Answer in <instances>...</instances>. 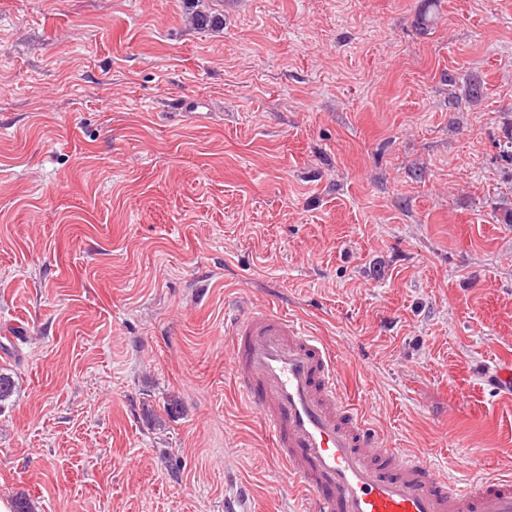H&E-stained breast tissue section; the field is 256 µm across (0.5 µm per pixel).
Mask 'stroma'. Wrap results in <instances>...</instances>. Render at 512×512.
<instances>
[{"mask_svg": "<svg viewBox=\"0 0 512 512\" xmlns=\"http://www.w3.org/2000/svg\"><path fill=\"white\" fill-rule=\"evenodd\" d=\"M422 3L0 0V499L287 512L238 296L391 447L512 477V0Z\"/></svg>", "mask_w": 512, "mask_h": 512, "instance_id": "1", "label": "stroma"}]
</instances>
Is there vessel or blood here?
<instances>
[{
	"label": "vessel or blood",
	"mask_w": 512,
	"mask_h": 512,
	"mask_svg": "<svg viewBox=\"0 0 512 512\" xmlns=\"http://www.w3.org/2000/svg\"><path fill=\"white\" fill-rule=\"evenodd\" d=\"M235 392L254 409L307 512H512V480L472 485L441 475L424 453L388 447L349 404L323 340L267 306L224 315Z\"/></svg>",
	"instance_id": "obj_1"
}]
</instances>
